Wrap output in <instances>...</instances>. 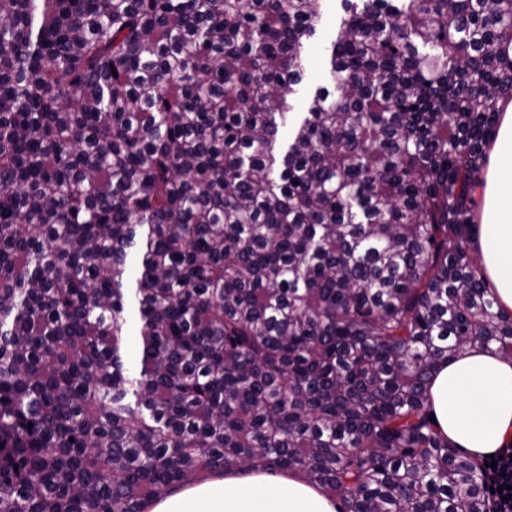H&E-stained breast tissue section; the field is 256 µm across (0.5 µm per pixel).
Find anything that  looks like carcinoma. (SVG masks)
Segmentation results:
<instances>
[{
	"mask_svg": "<svg viewBox=\"0 0 512 512\" xmlns=\"http://www.w3.org/2000/svg\"><path fill=\"white\" fill-rule=\"evenodd\" d=\"M0 0V512L300 472L491 512L436 365L512 357L472 255L512 0ZM326 6L325 22L317 32L308 50L303 88L299 93L293 95L291 101L293 106L291 112H294L295 115L302 112L303 102L308 93L324 82L321 56L325 42L335 34L339 14V4L336 0L327 1Z\"/></svg>",
	"mask_w": 512,
	"mask_h": 512,
	"instance_id": "carcinoma-1",
	"label": "carcinoma"
}]
</instances>
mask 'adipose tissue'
Masks as SVG:
<instances>
[{
    "instance_id": "adipose-tissue-1",
    "label": "adipose tissue",
    "mask_w": 512,
    "mask_h": 512,
    "mask_svg": "<svg viewBox=\"0 0 512 512\" xmlns=\"http://www.w3.org/2000/svg\"><path fill=\"white\" fill-rule=\"evenodd\" d=\"M480 200L476 247L498 307L512 313V102L503 106ZM439 432L473 457L512 445V359L475 348L439 365L429 389ZM146 512H337L298 473L215 474L152 499Z\"/></svg>"
}]
</instances>
